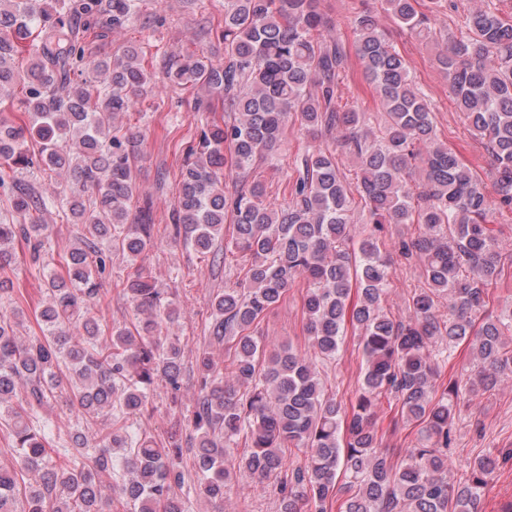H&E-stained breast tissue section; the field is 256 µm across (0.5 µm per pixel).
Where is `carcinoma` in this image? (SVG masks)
I'll return each mask as SVG.
<instances>
[{"label": "carcinoma", "instance_id": "1", "mask_svg": "<svg viewBox=\"0 0 512 512\" xmlns=\"http://www.w3.org/2000/svg\"><path fill=\"white\" fill-rule=\"evenodd\" d=\"M383 4L401 26L440 45L443 34L419 0ZM136 9V0H0V105L20 103L19 114L0 113V189L13 211L0 220V269L15 259L9 245L19 239L46 291L39 336H17L18 309L0 310V420L11 421L12 439L11 465L0 467V512H104L114 502L124 512H188L172 491L185 480V450L208 502H224L243 471L257 486L277 480L278 512H332L339 491V512H481L497 459L478 457L450 481L448 446L461 397L512 378V304L487 310L504 268L499 230L488 218L512 209V21L491 0L469 12L467 36L435 56L464 123L491 157V196L438 139L425 94L370 9L354 12L353 47L384 112L376 131L338 103L347 50L324 29L318 0H227L217 60L171 54L151 72L140 46L113 58L86 53L100 14L117 30ZM165 84L205 92L195 97L197 112L212 111L215 98L225 112L202 123L183 149L170 235L207 254L228 224L224 252L242 259L237 280L211 299L209 333L224 343L229 366L207 351L196 356L187 449L160 446L129 424L150 414L152 385L175 395L186 374L180 339L170 335L181 311L138 265L154 229L151 209L131 216L140 135L116 124ZM291 115L310 136L336 131L337 145L359 165L356 189L341 177L335 153L316 149L285 174L289 201L279 208L265 202L258 182L226 191V176L261 161ZM29 138L38 152L29 153ZM34 166L63 178L60 203L85 227L60 272L43 258L50 226L36 214L46 201L16 176ZM357 203L369 215L360 229L349 222ZM402 224L416 225L417 236L383 240L385 226ZM389 248L416 260L428 284L412 292L403 316L385 305ZM114 250L134 268L124 290L145 318L133 326L109 328L93 312ZM299 278L308 282L310 353L256 335L261 317ZM350 328L364 365L347 407L328 391L316 361L336 359ZM461 342L477 371L444 387L436 348ZM63 397L82 423L104 416L110 430L91 443L78 423L70 447H57L51 426L32 417ZM385 398L419 427L417 446L399 463L372 423ZM238 437L246 452L230 459L226 442ZM287 448L307 454L289 473Z\"/></svg>", "mask_w": 512, "mask_h": 512}]
</instances>
